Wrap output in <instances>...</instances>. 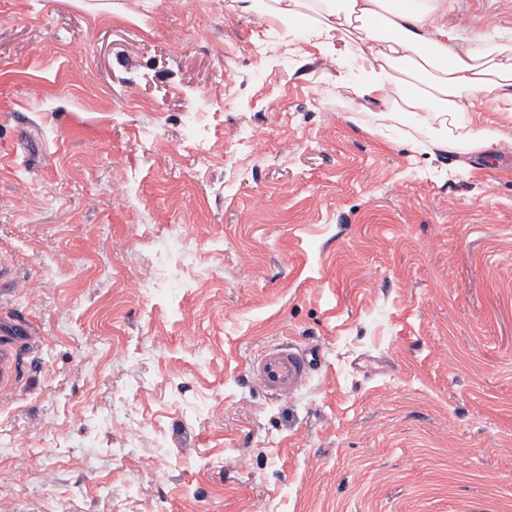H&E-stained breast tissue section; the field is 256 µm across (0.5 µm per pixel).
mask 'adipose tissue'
<instances>
[{
	"instance_id": "ef3b65f1",
	"label": "adipose tissue",
	"mask_w": 512,
	"mask_h": 512,
	"mask_svg": "<svg viewBox=\"0 0 512 512\" xmlns=\"http://www.w3.org/2000/svg\"><path fill=\"white\" fill-rule=\"evenodd\" d=\"M272 12L305 23L322 49L353 46L365 67L356 97L435 128L434 149L486 155L496 144L470 112L477 99L512 112V42L448 29V0H273Z\"/></svg>"
}]
</instances>
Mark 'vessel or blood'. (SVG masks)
<instances>
[{
	"instance_id": "1",
	"label": "vessel or blood",
	"mask_w": 512,
	"mask_h": 512,
	"mask_svg": "<svg viewBox=\"0 0 512 512\" xmlns=\"http://www.w3.org/2000/svg\"><path fill=\"white\" fill-rule=\"evenodd\" d=\"M314 363L308 349L292 341L266 345L248 366L249 378L267 393L291 398L309 384Z\"/></svg>"
}]
</instances>
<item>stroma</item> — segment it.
Listing matches in <instances>:
<instances>
[{
	"mask_svg": "<svg viewBox=\"0 0 512 512\" xmlns=\"http://www.w3.org/2000/svg\"><path fill=\"white\" fill-rule=\"evenodd\" d=\"M361 76L235 0H0V264L44 283H0V512H512V149ZM277 340L290 400L245 380ZM314 371L311 352L292 341L266 345L248 366L249 378L277 398H292L309 384Z\"/></svg>",
	"mask_w": 512,
	"mask_h": 512,
	"instance_id": "obj_1",
	"label": "stroma"
}]
</instances>
